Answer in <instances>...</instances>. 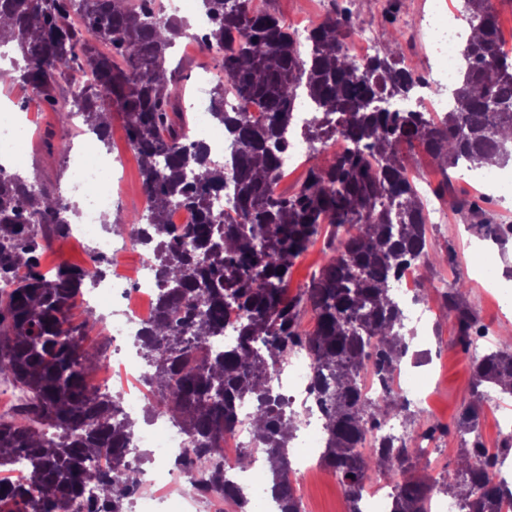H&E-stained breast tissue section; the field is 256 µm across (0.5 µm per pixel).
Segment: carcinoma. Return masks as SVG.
I'll return each mask as SVG.
<instances>
[{
  "instance_id": "obj_1",
  "label": "carcinoma",
  "mask_w": 512,
  "mask_h": 512,
  "mask_svg": "<svg viewBox=\"0 0 512 512\" xmlns=\"http://www.w3.org/2000/svg\"><path fill=\"white\" fill-rule=\"evenodd\" d=\"M144 0H91L72 21L73 0H0V46L13 43L25 64L0 68V84L31 87L53 107L62 130L79 114L106 143L109 122L89 121L117 108L139 160L148 200L146 214L115 212L105 228L144 226L139 239L158 275L157 320L136 339L149 367L142 382L188 438L189 472H200L189 490H221L238 512H255L225 478L224 437L242 423L237 408L254 403L248 425L265 457L264 482L281 512H301L291 480L290 441L299 413L273 393L271 381L296 349L314 367L312 392L320 409L325 448L318 463L334 470L348 497L358 501L374 476L402 482L392 512H425L433 493L452 494L465 512H502L512 486L495 480L505 465L485 447L477 425L483 392L512 398V330L472 360L471 401L457 426L474 434L459 449L462 480L418 475L424 449L377 434L391 415L416 424L395 387V372L408 354L401 305L392 283L427 259L424 203L399 157L403 144H418L442 167L478 168L489 158L505 166L512 147L501 138L512 129V55L499 50L500 28L492 0H462L463 17L478 36L461 47L464 68L448 90L453 105L431 117L393 110L385 103L411 98L418 87L399 69L400 50L385 32L386 51L356 68L345 51L346 16L314 27L302 50L285 22L269 11L252 13L248 0H202L207 46L234 39L219 61L224 79L210 90L211 117L226 126L234 165L211 158L189 141L180 107L182 88L167 74L168 50L186 33L176 17L155 18ZM78 89L62 88L63 82ZM261 106L265 120L224 111V95ZM307 104L304 126L310 166L291 195L277 192L278 169L288 150V126ZM334 134L352 142L341 155L319 146ZM233 184L236 216L220 218L210 198ZM0 168V382L19 405L0 415V471L23 461L19 482L0 478V512H61L91 491L93 512H131L128 444L134 420L120 394H100L89 382L105 365L101 350L86 344L103 318L69 313L84 281L101 269L60 264L40 270L42 237L36 217L58 234L71 223L69 205L43 187ZM176 203L194 215L170 224ZM485 235L503 245L512 225L490 224L483 209L460 203ZM329 255L304 290L287 295L288 276L324 226ZM465 281L454 277L441 298L455 312L460 341L480 334L464 302ZM239 320L237 343L221 345L226 309ZM314 328H303L306 312ZM381 397L362 391L366 375Z\"/></svg>"
}]
</instances>
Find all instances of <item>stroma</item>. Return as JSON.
I'll use <instances>...</instances> for the list:
<instances>
[{
	"instance_id": "1",
	"label": "stroma",
	"mask_w": 512,
	"mask_h": 512,
	"mask_svg": "<svg viewBox=\"0 0 512 512\" xmlns=\"http://www.w3.org/2000/svg\"><path fill=\"white\" fill-rule=\"evenodd\" d=\"M265 9L275 12L282 20L304 19L317 24L333 12V0H261ZM432 0H407L396 6L395 0H351L352 16L361 27L371 29L377 43H384L381 19L386 10L398 7L397 42L402 50L411 52L418 69L428 67L426 47L423 43L421 16L431 6ZM217 54L201 49L187 39H177L167 66L177 69L186 97H193L201 80L218 79ZM0 101L9 109L27 116L28 146L26 162L21 171L29 182L54 185L66 194L68 202H75L70 193V173L67 158L54 151L53 146L61 133L56 113L31 89L19 84L0 86ZM404 163L414 178H426L430 187H437L441 179H448V193L436 198L437 206L445 210V221L427 227L429 258L422 264V283L428 290V305L434 314L425 338V345L433 358L432 392L423 406L426 424L446 426L447 434L436 435L437 452L426 471L432 477L459 479L457 455L462 443L456 419L468 401L472 383L471 356L459 343L454 317L448 316L441 306L440 293L454 276L466 278L465 302L480 325L487 328L482 347L495 348L504 329L512 327V311L505 313L488 297L480 274L471 269L474 245L485 243L483 236L473 226L466 210L457 209V202L476 200L482 202L485 216L492 224H512V201L501 203L486 201L478 181L463 168L441 174L434 160L420 149L403 153ZM118 198L122 214L129 218L142 215L147 207L141 183L139 162L136 155H127ZM296 490L305 501L309 512H344L341 485L335 472L327 467H317L315 474L304 478Z\"/></svg>"
}]
</instances>
